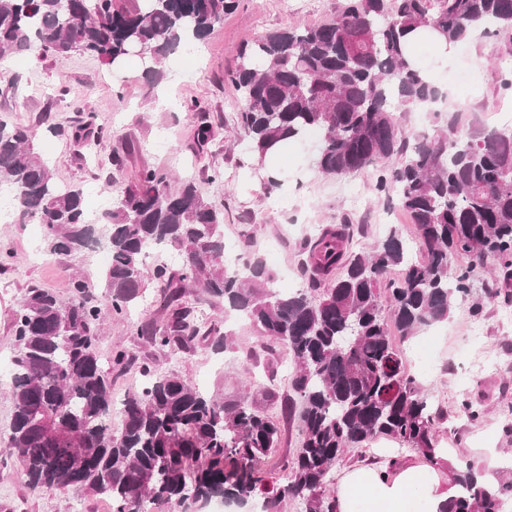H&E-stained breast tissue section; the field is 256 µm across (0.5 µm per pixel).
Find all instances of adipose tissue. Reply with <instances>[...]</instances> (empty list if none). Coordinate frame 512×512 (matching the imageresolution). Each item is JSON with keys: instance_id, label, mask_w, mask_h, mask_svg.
<instances>
[{"instance_id": "ef3b65f1", "label": "adipose tissue", "mask_w": 512, "mask_h": 512, "mask_svg": "<svg viewBox=\"0 0 512 512\" xmlns=\"http://www.w3.org/2000/svg\"><path fill=\"white\" fill-rule=\"evenodd\" d=\"M442 480L440 471L425 466L357 468L336 484V512H445Z\"/></svg>"}]
</instances>
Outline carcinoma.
Returning <instances> with one entry per match:
<instances>
[{
    "instance_id": "1",
    "label": "carcinoma",
    "mask_w": 512,
    "mask_h": 512,
    "mask_svg": "<svg viewBox=\"0 0 512 512\" xmlns=\"http://www.w3.org/2000/svg\"><path fill=\"white\" fill-rule=\"evenodd\" d=\"M239 0H0V60L35 46L42 56H98L119 69L136 58L148 82L179 49L201 44ZM437 33L447 43L476 33L512 56V0H349L330 20L285 28L244 44L226 79L240 93L239 142L263 161L281 141L319 134L313 165L343 177L373 170L378 198L396 202L415 225L422 256L415 259L397 230L369 253H353L350 224L300 242L304 265L334 283L319 298L300 289L282 293L263 261L244 254V270L224 266V207L205 200L195 183L172 185L164 167H142L126 184L109 180L112 206L90 220L84 189L59 180L33 145L30 129L0 120V190L11 192L17 223L43 229L48 258L106 242L110 261L99 285L81 276L64 301L32 287L13 314L12 402L8 447L26 485L90 493L111 512L135 503L174 510L192 499L250 504L264 512L299 500L303 512H334L328 482L354 448L389 437L437 456L439 414L407 370L391 330L408 338L448 319L470 295L475 273L492 266L498 286L488 298L512 304V128L464 120L461 107L443 119L446 92L407 58L406 37ZM199 111L196 137L213 130ZM433 118L431 130L403 129L407 112ZM100 129L87 113L73 137L92 143ZM158 247L177 253L174 267L144 257ZM469 261L455 267L450 258ZM400 269L397 279L389 277ZM152 283L163 299L160 319L137 326L159 351L211 343L230 349L229 334L184 303L188 288L207 303L245 316L261 336L288 348L290 385L297 396L301 445L285 461L284 481L263 468L279 446L278 424L245 398L226 400L189 379L140 362L141 386L121 402L113 432L112 380L99 357L103 317L124 321ZM103 288V304L94 288ZM137 362L115 348L112 367ZM447 512H504L512 480L492 493L472 464L454 472Z\"/></svg>"
}]
</instances>
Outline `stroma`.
<instances>
[{"label": "stroma", "instance_id": "35a3bbf8", "mask_svg": "<svg viewBox=\"0 0 512 512\" xmlns=\"http://www.w3.org/2000/svg\"><path fill=\"white\" fill-rule=\"evenodd\" d=\"M346 0H240L236 11L202 44L198 54L170 55L164 63L165 77L155 90H148L141 68L124 65L112 71L97 57L82 52L58 60H38L26 54L9 57L0 73V118L21 124L37 134L34 148L46 156L59 178L83 186L86 205L95 208L105 195L104 178L117 172L130 174L144 165L171 169L179 177L195 181L204 198L224 207V244L264 259L284 292L306 287L310 277L300 265L298 245L325 225L350 218L360 231L352 242L353 251L370 248L386 234L379 221L385 210L373 190L374 175L366 170L346 177H331L313 171L314 141L295 145L290 152L291 172H304L301 188L288 191L286 203L252 188L255 170L240 146L233 142L238 111V93L224 78L237 61L244 43L269 32L320 24L342 8ZM503 58L494 54L488 39L456 45L442 68L439 81L448 83L452 74H462L450 86L454 102L463 103L480 122H495L498 110L512 107V94L498 90L496 75L504 68ZM123 84V96L114 93ZM67 96H60L59 87ZM199 103L209 113L215 136L205 148L195 142L196 119L190 110ZM91 112L103 129L94 156L72 137H55L48 125L77 126L82 112ZM121 164H114V157ZM221 169L224 179H209L212 169ZM361 194L363 204L353 207L350 195ZM41 229L36 224L0 223V512H110L108 504L90 494H72L55 488L30 490L20 474L15 456L6 449L12 405L6 399L10 377L7 373L14 354L12 316L17 300L27 288L38 286L69 299L71 279L84 276L98 281L105 265L94 251L44 261L37 252ZM491 279L478 271L470 302L456 305L447 320L405 339L394 336V344L406 357L407 367L433 407L442 411L438 423L439 445L448 449L454 462L438 461L443 472L477 463L488 449L512 454V320L498 312V305L486 301ZM483 301L481 315H472L471 301ZM161 299L156 288H146L143 299L132 310L131 319L116 323L105 319L99 355L103 367L112 362V349L121 346L135 353L139 361L152 360L165 371L189 378L200 389H223L225 398L241 393L239 378L249 374L253 388L248 402L261 414L276 420L281 441L266 462V469L278 470L284 459L292 458L300 446L296 420L285 414L292 397V371L284 348H268L267 341L246 321L228 320L223 305L207 306L210 321L231 333L235 346L223 353L199 346L190 351L157 353L150 349L135 327L159 318ZM478 402L485 410L480 421H468L459 411L462 399ZM420 456L396 441L379 438L352 453L333 471L340 478L350 468L383 465L388 461L415 463Z\"/></svg>", "mask_w": 512, "mask_h": 512}]
</instances>
